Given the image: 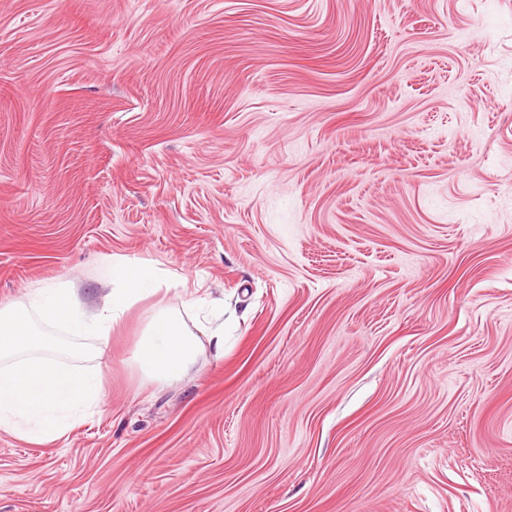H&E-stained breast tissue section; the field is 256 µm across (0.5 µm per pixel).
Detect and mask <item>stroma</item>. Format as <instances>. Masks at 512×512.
Masks as SVG:
<instances>
[{
  "mask_svg": "<svg viewBox=\"0 0 512 512\" xmlns=\"http://www.w3.org/2000/svg\"><path fill=\"white\" fill-rule=\"evenodd\" d=\"M115 255L172 286L0 512H512V0H0V305ZM199 348V337L186 327L181 317L161 308L146 336L137 344L134 362L148 380L169 384L190 370Z\"/></svg>",
  "mask_w": 512,
  "mask_h": 512,
  "instance_id": "obj_1",
  "label": "stroma"
}]
</instances>
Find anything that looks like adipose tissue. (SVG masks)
Segmentation results:
<instances>
[{
	"mask_svg": "<svg viewBox=\"0 0 512 512\" xmlns=\"http://www.w3.org/2000/svg\"><path fill=\"white\" fill-rule=\"evenodd\" d=\"M204 340L213 347L216 357H223V325L208 324L196 334L178 314L162 308L139 341L134 361L148 380L168 384L183 377L195 364Z\"/></svg>",
	"mask_w": 512,
	"mask_h": 512,
	"instance_id": "adipose-tissue-1",
	"label": "adipose tissue"
}]
</instances>
